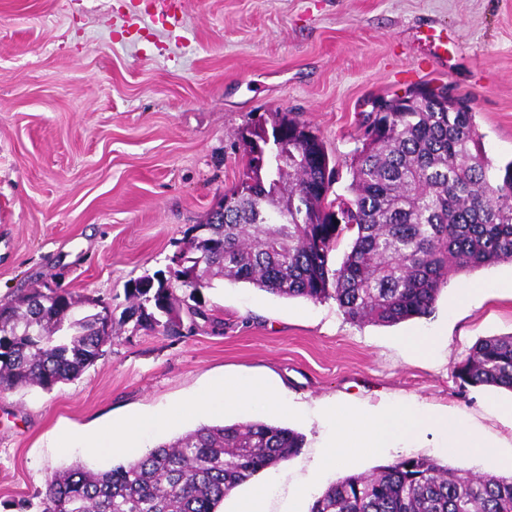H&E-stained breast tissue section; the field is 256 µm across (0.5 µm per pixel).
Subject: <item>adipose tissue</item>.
<instances>
[{"label":"adipose tissue","mask_w":512,"mask_h":512,"mask_svg":"<svg viewBox=\"0 0 512 512\" xmlns=\"http://www.w3.org/2000/svg\"><path fill=\"white\" fill-rule=\"evenodd\" d=\"M285 399L277 391L241 382L218 381L205 393L198 395L186 406L190 412H220L226 406H246L255 411L280 407ZM333 425L327 446L320 459L323 468L347 466L350 449L363 448L378 453L389 448L400 437L423 429H435L449 435L455 447L469 450H486V443L461 424L448 420L447 416L418 414L407 407H393L364 418H348L330 414ZM169 420L168 415L156 414L127 421L111 431L91 433L82 437L85 447L108 451L114 448L134 449L140 432L148 426L160 428Z\"/></svg>","instance_id":"adipose-tissue-1"}]
</instances>
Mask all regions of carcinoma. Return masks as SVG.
<instances>
[{"instance_id": "1", "label": "carcinoma", "mask_w": 512, "mask_h": 512, "mask_svg": "<svg viewBox=\"0 0 512 512\" xmlns=\"http://www.w3.org/2000/svg\"><path fill=\"white\" fill-rule=\"evenodd\" d=\"M365 114L350 163L349 196L330 198L335 166L314 130L287 112H264L239 133L243 166L224 192L234 208L206 220L211 246L201 267L186 243L185 266L168 288L135 282L122 321L170 334L223 329L204 305L178 292L245 282L284 298L336 301L352 323L393 325L429 316L450 271L512 261V162L495 169L468 101L444 86L387 99ZM273 210L288 223L270 224ZM352 238L339 266L331 253ZM90 296L36 288L0 302V391L50 392L77 379L110 336L95 331ZM466 385L512 391V335L480 339L455 366ZM303 436L262 421L201 425L146 454L94 472L80 462L46 484L40 512H217L224 497L294 456ZM309 512H512V476H473L425 456L396 459L369 475H347Z\"/></svg>"}]
</instances>
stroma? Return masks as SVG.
<instances>
[{
    "label": "stroma",
    "mask_w": 512,
    "mask_h": 512,
    "mask_svg": "<svg viewBox=\"0 0 512 512\" xmlns=\"http://www.w3.org/2000/svg\"><path fill=\"white\" fill-rule=\"evenodd\" d=\"M0 0V300L53 284L111 303L112 340L78 379L0 392V512H40L46 482L115 449L60 448L69 433L173 411L143 431L150 450L202 424L179 415L217 380L283 388L262 421L303 434L299 453L260 473L267 512H308L344 473L423 455L473 474L491 457L432 431L349 470L315 475L331 430L325 405L363 416L412 405L512 448V392L464 386L454 368L478 339L512 335V262L450 274L434 312L394 326L347 321L334 300L279 297L249 283L200 289L224 328L163 336L120 321L127 290L164 269L239 177L238 130L288 112L322 139L344 193L358 123L373 101L447 86L470 101L494 167L512 161V0ZM448 33L440 49L420 37Z\"/></svg>",
    "instance_id": "1"
}]
</instances>
